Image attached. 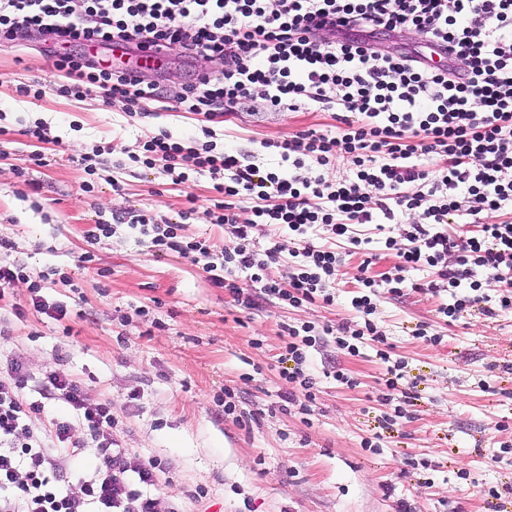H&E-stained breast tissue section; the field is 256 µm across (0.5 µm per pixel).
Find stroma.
Returning a JSON list of instances; mask_svg holds the SVG:
<instances>
[{"instance_id":"stroma-1","label":"stroma","mask_w":512,"mask_h":512,"mask_svg":"<svg viewBox=\"0 0 512 512\" xmlns=\"http://www.w3.org/2000/svg\"><path fill=\"white\" fill-rule=\"evenodd\" d=\"M55 47L37 32L0 42V265H22L25 279L0 290V377L13 362L33 376L46 369L73 376L87 404L111 401L113 439L160 461V512H512V307L506 287L488 289L495 317L440 313L449 292L379 289L371 321L385 338L339 348L332 331L354 316L360 265L380 276L395 259L386 237L369 254L344 256L333 303L291 306L259 295L252 307L212 285L206 273L174 254L157 256L131 229L135 215L182 225L188 239L226 250L231 226L209 224L214 196L208 173L175 185L163 161L148 169L128 159L145 134L212 140L243 163L287 171L277 143L296 133L333 129L332 111L271 110L242 100L226 122L190 112L128 116L97 89L81 99L58 93ZM223 71L219 59L193 61L181 49L145 74L167 99L194 84L199 70ZM41 84V99L23 85ZM41 120L48 138L23 135ZM110 150L88 174L81 159ZM195 197L197 212L180 219ZM115 232L101 235L99 225ZM66 306L57 320L34 307L29 284ZM308 325L317 341L307 371L315 398L282 374V325ZM401 364L398 390L388 370ZM293 393L287 403L283 394ZM236 410L228 415L225 403Z\"/></svg>"}]
</instances>
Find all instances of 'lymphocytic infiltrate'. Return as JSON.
I'll use <instances>...</instances> for the list:
<instances>
[{"label": "lymphocytic infiltrate", "instance_id": "1", "mask_svg": "<svg viewBox=\"0 0 512 512\" xmlns=\"http://www.w3.org/2000/svg\"><path fill=\"white\" fill-rule=\"evenodd\" d=\"M379 29L417 31L430 48H447L460 67L430 65L417 52L375 53L370 41ZM31 30L56 46L53 65L67 78L61 95L78 99L94 86L124 102L131 116L156 99L155 85L113 68L111 60L72 54V46L136 40L149 50L176 45L194 59H225L220 76L198 78L176 99L178 112L229 115L243 99L334 111L335 132L308 129L281 142V159L293 166L286 174L226 151L213 154L208 145L185 146L165 131L143 143L139 162L150 168L164 160L172 183L186 182L192 170L209 172L217 198L205 216L215 226L232 225L238 245L229 252L206 238L186 241L178 225L144 215L140 234L156 252L200 265L236 302L253 303L235 278L239 271L263 294L298 305L331 302L326 288L342 263L341 246L361 249L371 242L367 227L418 210L424 221L412 225L405 241L385 240L396 258L392 273L359 276L364 293L351 304L362 320L341 325L336 344L346 349L366 336L381 341L370 319L371 297L381 288H448L445 316L457 319L477 306L494 316L474 275L487 269V281L497 283L512 272V224H483L468 237L450 235L447 224L452 216L465 220L512 204V0H280L275 8L268 0H0L1 42ZM322 30L337 40L317 41ZM341 156L352 161V178L335 182L303 172L306 159L324 166ZM429 156L444 160L439 176L421 165ZM241 207L251 214L244 222ZM259 224L286 227L304 244L305 263L289 288L268 273L280 246L262 255L254 249ZM318 227L327 237L314 244L310 235ZM422 267L433 269L434 280L410 282L408 272ZM284 331V374L312 398L306 350L316 338L291 325ZM49 400L81 411L84 436L48 415ZM115 423L111 401L86 405L81 384L56 371L37 378L17 370L0 379V512H157V498L143 489L158 485L159 463L133 458L116 444ZM88 452L98 463L71 492L62 476Z\"/></svg>", "mask_w": 512, "mask_h": 512}]
</instances>
